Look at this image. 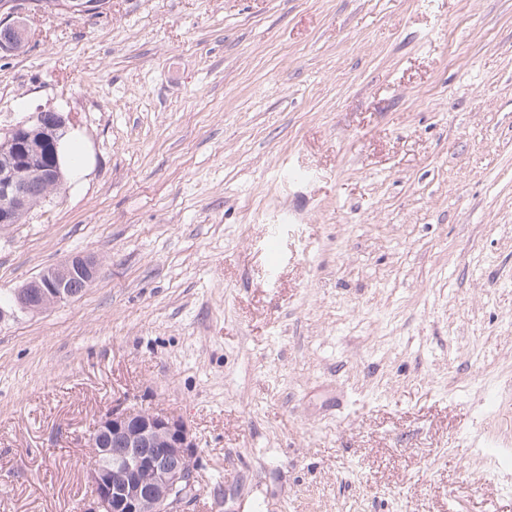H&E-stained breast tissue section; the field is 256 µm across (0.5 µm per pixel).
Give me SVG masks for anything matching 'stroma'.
<instances>
[{"mask_svg":"<svg viewBox=\"0 0 512 512\" xmlns=\"http://www.w3.org/2000/svg\"><path fill=\"white\" fill-rule=\"evenodd\" d=\"M0 56L68 116L0 226V512H79L112 407L181 417L186 512H512V0H112ZM97 273L98 265L92 257L71 256L64 263L48 268L19 289L14 296L15 307L21 312H42L56 304L74 299L80 294L72 293V288L74 292L88 288L96 279Z\"/></svg>","mask_w":512,"mask_h":512,"instance_id":"stroma-1","label":"stroma"}]
</instances>
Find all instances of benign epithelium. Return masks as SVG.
<instances>
[{"label": "benign epithelium", "mask_w": 512, "mask_h": 512, "mask_svg": "<svg viewBox=\"0 0 512 512\" xmlns=\"http://www.w3.org/2000/svg\"><path fill=\"white\" fill-rule=\"evenodd\" d=\"M106 0H56L57 11L98 15ZM44 11L36 0H0V51L19 53L30 40L28 20ZM66 119L58 112L38 110L26 120L0 131L12 148L14 165L0 169V224L15 222L25 209L28 191L41 170L34 161L43 150L58 152L57 132ZM97 262L74 255L45 270L14 296L22 312H42L76 298L71 285L82 280L91 285ZM87 448L105 463L95 465L89 478L94 495L81 512H171L181 509L194 493L197 444L179 417L119 406L101 416L87 438Z\"/></svg>", "instance_id": "benign-epithelium-1"}]
</instances>
